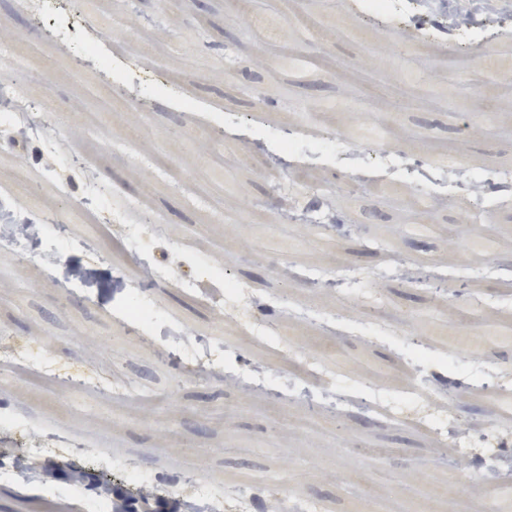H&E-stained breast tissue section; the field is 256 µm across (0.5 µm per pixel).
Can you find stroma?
Listing matches in <instances>:
<instances>
[{"instance_id": "1", "label": "stroma", "mask_w": 512, "mask_h": 512, "mask_svg": "<svg viewBox=\"0 0 512 512\" xmlns=\"http://www.w3.org/2000/svg\"><path fill=\"white\" fill-rule=\"evenodd\" d=\"M115 20L100 40L71 0H0V91L49 98L31 122V139L0 133V217L57 224L37 238L40 264L0 247V462L24 458L36 484L0 481V512H81L83 501L58 471L86 465L132 500L134 512H177L197 487L280 512H392L395 501L436 503L440 512H491L476 481L495 472L512 483V425L495 422L477 389L512 383V343L476 354L435 348L418 322L448 320L472 305L465 331L512 319V79L477 90L471 72L482 54L512 70V10L461 13L458 0L432 8L416 0L399 21L366 15L361 0H253L254 16L287 9L294 17L342 14L340 32L308 35L295 22L281 38L298 52L325 53L350 75L343 82L307 66L272 72L254 63L265 37L239 0H100ZM458 27L449 30V19ZM68 24L69 40L49 28ZM99 40L115 65L75 69L83 43ZM429 72V88L402 98L386 53ZM182 74L163 93L156 79ZM493 100L487 133L472 106ZM343 103L319 136L300 135L296 158H275L271 135L295 113ZM471 107L462 116V107ZM389 115L427 154L457 153L493 184L489 199L458 194L436 223L489 234L491 261L461 255L445 239L407 233L411 173L395 175L393 194L376 198L360 181L333 183L335 159L319 160L317 181L294 184L295 160L348 137L353 125ZM248 146L273 167L227 160L214 181L196 142ZM309 212L326 239L271 253L275 241L303 237L289 213ZM144 231L135 254H111L100 228L122 238ZM81 277H74V270ZM210 269L245 291L241 303L197 297L186 284ZM148 302L154 320L127 321ZM298 329L277 358L262 343L279 326ZM181 332L172 341V332ZM333 340L342 366L324 361L315 337ZM301 358L302 376L288 371ZM440 415L420 434L409 416ZM53 437L60 449L37 453ZM156 491L139 501V479Z\"/></svg>"}]
</instances>
